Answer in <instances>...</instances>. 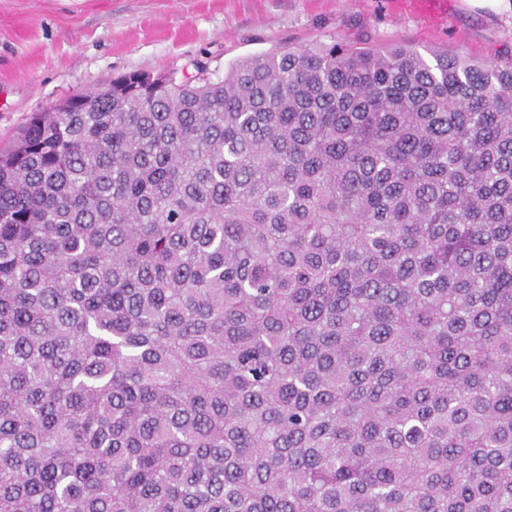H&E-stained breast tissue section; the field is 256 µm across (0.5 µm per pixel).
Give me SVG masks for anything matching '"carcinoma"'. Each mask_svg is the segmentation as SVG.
<instances>
[{
	"instance_id": "1",
	"label": "carcinoma",
	"mask_w": 512,
	"mask_h": 512,
	"mask_svg": "<svg viewBox=\"0 0 512 512\" xmlns=\"http://www.w3.org/2000/svg\"><path fill=\"white\" fill-rule=\"evenodd\" d=\"M195 70L0 148V512H512V63Z\"/></svg>"
}]
</instances>
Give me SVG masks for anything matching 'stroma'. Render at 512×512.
Here are the masks:
<instances>
[{
	"mask_svg": "<svg viewBox=\"0 0 512 512\" xmlns=\"http://www.w3.org/2000/svg\"><path fill=\"white\" fill-rule=\"evenodd\" d=\"M340 39L512 59V16L459 0H0V144L30 112L132 72L214 76L284 43Z\"/></svg>",
	"mask_w": 512,
	"mask_h": 512,
	"instance_id": "1",
	"label": "stroma"
}]
</instances>
